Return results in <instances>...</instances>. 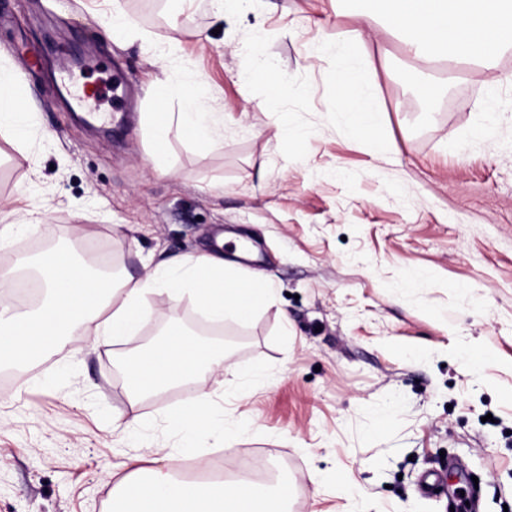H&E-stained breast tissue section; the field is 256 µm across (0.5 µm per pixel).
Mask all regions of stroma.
<instances>
[{"instance_id": "35a3bbf8", "label": "stroma", "mask_w": 512, "mask_h": 512, "mask_svg": "<svg viewBox=\"0 0 512 512\" xmlns=\"http://www.w3.org/2000/svg\"><path fill=\"white\" fill-rule=\"evenodd\" d=\"M136 24L106 31L107 0H0V61L31 116L29 148L0 137V272L45 227L72 251L112 246L115 277L208 251L220 234L251 241L235 274L272 290L246 321L213 323L193 298L161 303L162 324L223 336L233 372L201 375L194 392L221 394L238 426L200 433L189 481L223 474L293 494L288 512H448L470 493L474 512H512V85L460 69L449 96L424 111L390 65L396 40L376 32L357 55L382 113L366 142L336 117V57L324 35L368 28L373 0H120ZM65 50L85 52L70 87H95L92 120L57 95ZM198 77L224 113V135L200 143L171 133L164 169L145 117L158 75ZM288 89L278 92L279 81ZM495 103L493 129L471 130ZM300 131L281 136L282 124ZM388 145L379 157V145ZM41 222L18 228L27 211ZM86 327L82 353L48 350L0 370V512H109L135 455L179 445L170 393L142 400L131 431L127 388ZM485 361L471 373L462 349ZM447 485L422 492L421 476Z\"/></svg>"}]
</instances>
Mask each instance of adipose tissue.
<instances>
[{
  "instance_id": "ef3b65f1",
  "label": "adipose tissue",
  "mask_w": 512,
  "mask_h": 512,
  "mask_svg": "<svg viewBox=\"0 0 512 512\" xmlns=\"http://www.w3.org/2000/svg\"><path fill=\"white\" fill-rule=\"evenodd\" d=\"M379 13L401 36L405 58L423 63L471 62L495 70L503 49L512 47V0H378ZM363 29H353L333 43L340 62L336 79L343 96L336 113L344 117L354 135L380 124L375 96L364 79L370 60H355L350 44L364 41ZM161 96H178L182 110L163 112L152 121L155 157H162L171 130L194 141L212 139L224 116L216 112L201 82L191 90L158 80ZM29 115L16 99L14 81L0 78V132L14 136L25 147L24 127ZM20 267L33 270L44 298L31 310L13 303L9 275H0V365H22L38 359L71 336L81 324H93L101 342L137 335L151 320L150 297L177 299L192 292L200 312L213 321L231 316L248 320L255 291L235 287L224 269V259L202 254L191 262L171 260L144 279L126 278L115 289L89 274L90 263L69 251L52 249L39 258L23 255ZM223 347L196 339L180 324H169L144 353L129 358L124 376L130 405L144 398L194 382L199 372L225 366ZM183 433L182 449L191 452L196 432L205 430L225 437L235 431L211 393L201 392L169 415ZM151 468L134 467L112 489V512H286L290 488L269 492L247 478L190 484L175 475L178 458L157 453Z\"/></svg>"
}]
</instances>
